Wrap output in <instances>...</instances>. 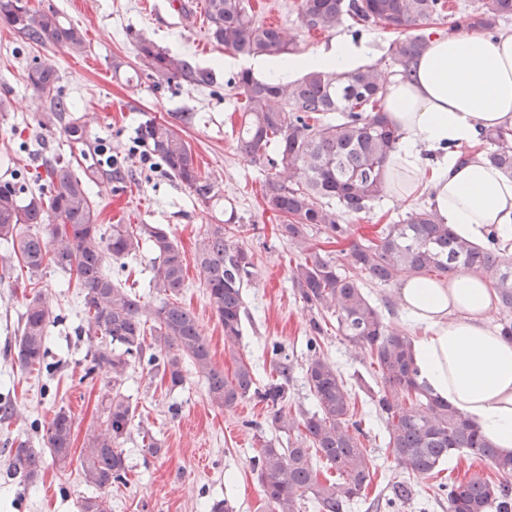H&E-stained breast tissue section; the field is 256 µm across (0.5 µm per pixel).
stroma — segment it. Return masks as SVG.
I'll use <instances>...</instances> for the list:
<instances>
[{"mask_svg": "<svg viewBox=\"0 0 512 512\" xmlns=\"http://www.w3.org/2000/svg\"><path fill=\"white\" fill-rule=\"evenodd\" d=\"M191 2L193 15L187 19L172 8L171 0H29L32 9L55 10L82 29L88 48L85 54L71 55L49 42L27 46L10 30L0 28V100L11 102L9 110L0 111V157L14 154L16 167L28 170L44 154L82 167L96 165L103 153L120 158L123 179L92 186L98 223L165 225L189 254L200 228L216 223L217 211L200 205L184 186L154 172L131 148L142 119L170 120L190 113L182 135L201 172L220 185L225 201L241 216L244 228L235 241L253 254L256 264V275L244 291L246 313L236 348L225 347L224 328L195 270H188L180 298L195 314L212 361L225 375H233L238 359L244 358L255 367L259 384L278 382L265 349L279 344L293 364L286 384L287 404L309 410L313 399L304 365L311 312L291 288L296 253L277 237L276 221L262 202L268 167L243 155L237 146L244 99L230 80L248 68L249 61L214 47L207 35L204 0ZM138 34L191 57L198 66L214 69V84L205 88L156 84L138 70L133 42ZM339 39L364 47L380 68L392 71L388 54L392 36L375 26L346 25L329 34L300 32L296 53L313 54ZM34 59L57 71L62 94L73 104L70 116L84 127L87 144L73 142L59 127L39 132L38 106L25 81L26 67ZM427 202L424 194L410 201L388 196L371 211L343 215L342 221L371 235L378 221L395 223ZM62 281L49 269L40 276L44 290L57 297L59 316L49 328L46 361L53 371L46 375L20 369L16 362L23 298L32 292L29 275L17 268L11 277L0 280V393L9 394L17 412L15 418L0 421V463L13 442L26 439L40 447V434L32 423L50 420L59 407L69 409L74 418L77 451L104 419L101 394L110 375L103 368L91 370V347L76 333L78 296L62 288ZM322 350L349 383L372 380L374 368L367 353L335 329H328ZM122 391L136 404L143 425L132 428L123 444L128 482L113 487L112 512H209L219 500L228 501L234 512H269L251 465L260 451L259 436L268 430L265 403L251 398L230 409L213 406L204 380L191 369L184 384L171 389L137 366L130 369ZM356 411L369 429L366 446L372 476L367 494L390 499L393 483L405 479L406 473L394 462L366 396H358ZM149 435L160 443L161 453L149 451L145 441ZM87 491L79 465L61 471L49 462L28 488L0 483V512H77Z\"/></svg>", "mask_w": 512, "mask_h": 512, "instance_id": "stroma-1", "label": "stroma"}]
</instances>
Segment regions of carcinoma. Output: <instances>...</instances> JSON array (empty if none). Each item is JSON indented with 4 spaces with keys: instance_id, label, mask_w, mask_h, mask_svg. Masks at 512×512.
<instances>
[{
    "instance_id": "1",
    "label": "carcinoma",
    "mask_w": 512,
    "mask_h": 512,
    "mask_svg": "<svg viewBox=\"0 0 512 512\" xmlns=\"http://www.w3.org/2000/svg\"><path fill=\"white\" fill-rule=\"evenodd\" d=\"M211 41L241 57L288 59L296 36L286 27L255 21L249 0H205ZM443 0H301L300 22L307 31L333 32L346 21L381 26L391 31L390 59L400 80L412 78L427 47L422 35L408 30L438 19ZM512 19V0H478L454 15L451 29L467 27L484 33ZM0 27L30 44L46 41L79 55L86 51L84 32L65 23L58 12H36L28 0H0ZM136 59L158 83L182 81L195 87L214 83L213 70L170 52L151 40L134 37ZM56 70L36 63L26 73L34 98L47 104L38 126L55 127L68 111ZM387 76L375 66L350 73L313 69L301 78L267 79L242 70L233 85L245 98L238 135L240 151L274 169L263 185L266 208L282 220L281 239L298 253L291 270L294 295L312 311L307 341L305 379L315 410L285 408L286 382L292 366L276 362L281 382L260 389L253 368L239 361L233 378L211 360L193 313L178 299L185 287V252L161 224H99L90 183L96 176L112 180L113 169L76 172L69 161L44 160L45 175L0 181V280L16 262L36 276L52 267L69 275L66 287L82 295L78 336L91 344V362L108 367L102 406L104 428L90 434L79 456L72 448L73 417L61 406L42 429L53 463L64 470L79 462L92 492L79 512H112L108 493L127 481L128 466L121 445L130 434L136 406L121 392L128 369L144 364L177 388L185 381V362L205 380L209 401L224 408L257 396L271 405L268 426L279 436L263 442L252 461L270 512H300L310 495L317 512H346L371 483V460L362 421L354 419L356 393L324 358L321 340L327 316L350 342L363 347L375 367L376 382L366 394L383 424L386 446L397 465L418 477L441 472L448 457L465 453L487 460L501 475L493 481L472 476L437 490L448 496V512H512V455L491 447L478 427L448 402L433 396L420 382L412 339L386 323L364 283L390 286L405 275L446 277L463 270L480 277L496 293L503 318L500 334L512 341V228L493 227L480 243L456 235L437 212L419 207L396 224L383 225L371 238H351L352 229L339 213H360L383 200L385 165L401 133L383 111ZM137 149L146 152L163 172L190 190L204 206L223 198L218 183L203 174L177 125L150 117L137 128ZM491 166L512 179V129L499 128L482 137ZM240 217L224 208V220L197 235L193 262L218 320L224 342L239 343L245 314L244 288L253 276V254L235 244ZM326 242H348L340 268L315 236ZM154 254L148 288L159 296L151 308L141 296L112 277V265L125 269L141 251ZM156 326L146 333L145 315ZM58 319L49 297L40 290L25 297L19 367L45 370L49 327ZM152 336L146 342V336ZM318 453L344 482L318 478L312 453ZM44 466L42 453L22 442L9 453L3 471L6 483L26 487ZM407 480L393 484V500L416 495Z\"/></svg>"
}]
</instances>
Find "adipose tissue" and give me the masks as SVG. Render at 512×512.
Here are the masks:
<instances>
[{
  "label": "adipose tissue",
  "instance_id": "obj_1",
  "mask_svg": "<svg viewBox=\"0 0 512 512\" xmlns=\"http://www.w3.org/2000/svg\"><path fill=\"white\" fill-rule=\"evenodd\" d=\"M363 47L339 40L314 55L254 62L264 75L313 68L349 72ZM384 110L401 139L385 178L398 199L428 193L445 224L481 241L512 225V180L490 166L475 143L485 130L512 127V26L495 38L450 33L431 41L412 80L391 81ZM470 147L466 160L456 148ZM400 301L420 332L413 342L419 380L468 416L489 444L512 453V341L492 324V294L477 277L405 276Z\"/></svg>",
  "mask_w": 512,
  "mask_h": 512
}]
</instances>
